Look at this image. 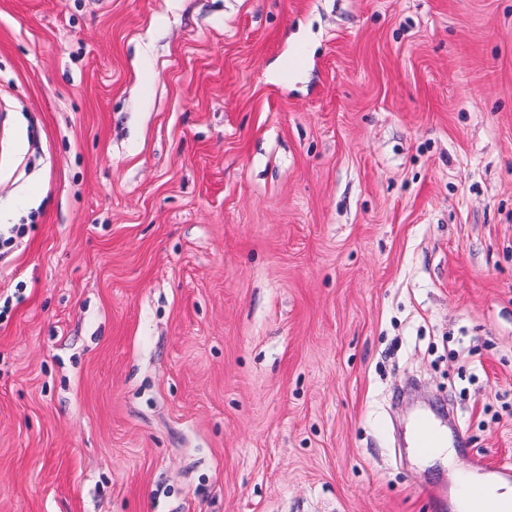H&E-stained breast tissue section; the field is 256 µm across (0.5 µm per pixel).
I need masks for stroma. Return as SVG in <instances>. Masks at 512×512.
I'll use <instances>...</instances> for the list:
<instances>
[{"label": "stroma", "mask_w": 512, "mask_h": 512, "mask_svg": "<svg viewBox=\"0 0 512 512\" xmlns=\"http://www.w3.org/2000/svg\"><path fill=\"white\" fill-rule=\"evenodd\" d=\"M16 224L0 512H453L512 463V0H0ZM413 444L421 453H429L433 448H438L435 453L447 454L448 461H453V450L442 448L451 447L448 435L427 418H421L416 422L413 429Z\"/></svg>", "instance_id": "1"}]
</instances>
